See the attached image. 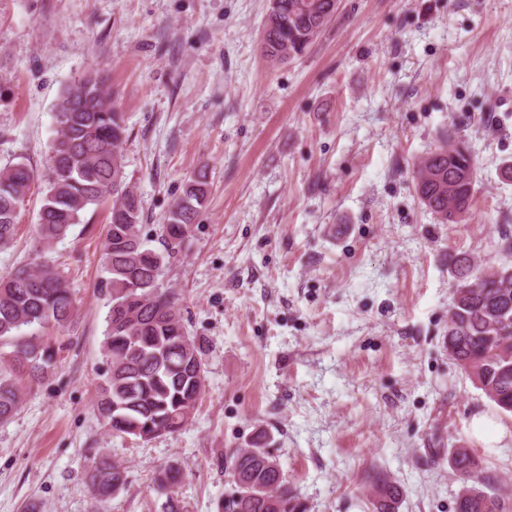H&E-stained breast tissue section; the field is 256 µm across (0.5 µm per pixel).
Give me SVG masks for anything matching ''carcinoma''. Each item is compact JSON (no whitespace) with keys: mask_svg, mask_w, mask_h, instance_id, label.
Returning a JSON list of instances; mask_svg holds the SVG:
<instances>
[{"mask_svg":"<svg viewBox=\"0 0 512 512\" xmlns=\"http://www.w3.org/2000/svg\"><path fill=\"white\" fill-rule=\"evenodd\" d=\"M276 21L265 23L263 52L269 57L288 52L293 60L304 55L331 23L336 0H320L317 12L308 0H278ZM79 111H67L73 91ZM56 110L65 112L66 127H56L44 174V196L38 214L40 242L67 237L82 223L92 206L112 199L104 243L105 287L112 307L102 345L107 370L98 385L94 407L105 427L115 434L147 441L173 434L187 424L204 387L200 342L188 335L176 297L159 290L157 281L167 258L188 236L200 208L206 203V175L187 181L159 225L162 249L148 247L141 236L143 213L137 194L128 187L115 192L122 169L120 148L128 133L123 114L112 102L107 80L95 71L78 85H67ZM419 200L444 222L454 224L467 215L476 181V163L466 142L448 138L419 161L415 173ZM35 174L23 159L0 168V248L11 246L16 207L30 191ZM455 288L448 306V356L474 386L504 413L512 414V264L482 270L465 253L453 262ZM78 313L67 280L53 265L35 256L31 262L0 276V342L12 347L7 368L0 370V421L13 416L23 402L18 377H44L56 363L61 346L49 337L21 333L24 327L52 326L63 330ZM270 437L259 433L238 450L230 468L240 471L242 485L234 487L223 512H307L288 486L282 469L262 465ZM450 464L462 485L455 512H509L512 484L478 469L466 448L450 453ZM88 485L102 501L112 494V482L125 478L121 465L105 453L95 456L86 472ZM179 469L167 466L156 478L166 494V512H185L174 496ZM376 512H396L400 486L383 475L371 485Z\"/></svg>","mask_w":512,"mask_h":512,"instance_id":"1","label":"carcinoma"}]
</instances>
